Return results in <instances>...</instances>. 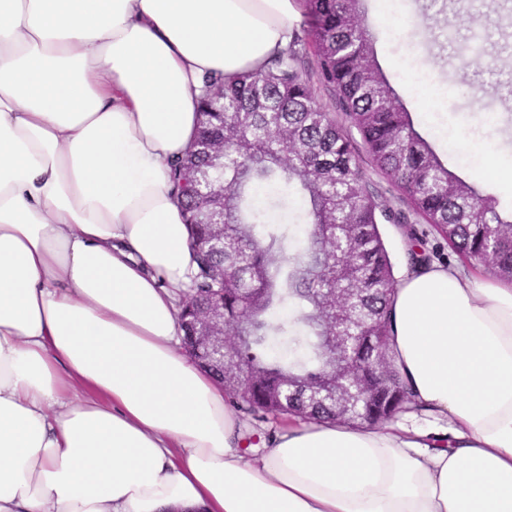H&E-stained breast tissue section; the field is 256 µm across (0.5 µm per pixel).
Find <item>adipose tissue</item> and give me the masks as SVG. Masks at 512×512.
Segmentation results:
<instances>
[{"label":"adipose tissue","mask_w":512,"mask_h":512,"mask_svg":"<svg viewBox=\"0 0 512 512\" xmlns=\"http://www.w3.org/2000/svg\"><path fill=\"white\" fill-rule=\"evenodd\" d=\"M299 22L295 0H0V512H512V284L399 276L387 344L430 429L291 419L248 449L182 345L170 165L203 77Z\"/></svg>","instance_id":"ef3b65f1"}]
</instances>
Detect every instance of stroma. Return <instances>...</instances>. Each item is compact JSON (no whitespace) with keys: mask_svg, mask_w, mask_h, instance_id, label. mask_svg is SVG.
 Segmentation results:
<instances>
[{"mask_svg":"<svg viewBox=\"0 0 512 512\" xmlns=\"http://www.w3.org/2000/svg\"><path fill=\"white\" fill-rule=\"evenodd\" d=\"M377 60L421 133L462 178L512 208V180L493 177V146L512 159V0H366ZM484 39L465 53L473 32Z\"/></svg>","mask_w":512,"mask_h":512,"instance_id":"stroma-1","label":"stroma"}]
</instances>
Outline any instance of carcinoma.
<instances>
[{
	"label": "carcinoma",
	"mask_w": 512,
	"mask_h": 512,
	"mask_svg": "<svg viewBox=\"0 0 512 512\" xmlns=\"http://www.w3.org/2000/svg\"><path fill=\"white\" fill-rule=\"evenodd\" d=\"M303 2L307 27L262 68L204 79L194 143L171 164L196 262L179 314L185 320L206 302L224 303L232 357L253 380L246 391L227 386L225 394L258 423L288 416L363 426L336 414L330 402L311 400L309 392L332 388L352 367L366 379L383 355L388 386L360 406L371 426L381 427L422 411L386 345L397 280L381 225L402 229L412 268L454 255L512 282V214L448 169L416 129L378 63L363 0ZM304 50L338 95L347 123L316 103L298 68ZM354 131L423 225L369 193ZM222 138L234 146L224 151V211L216 215L224 222L221 246L207 239L211 217L198 208L196 186L209 169L207 145ZM270 186L295 189L305 206L304 242L294 253H286L291 225L265 223L258 207V190ZM339 281L348 282L359 311L340 333L332 318L345 308V298L333 292ZM285 309L296 312L290 330L272 320Z\"/></svg>",
	"instance_id": "obj_1"
}]
</instances>
